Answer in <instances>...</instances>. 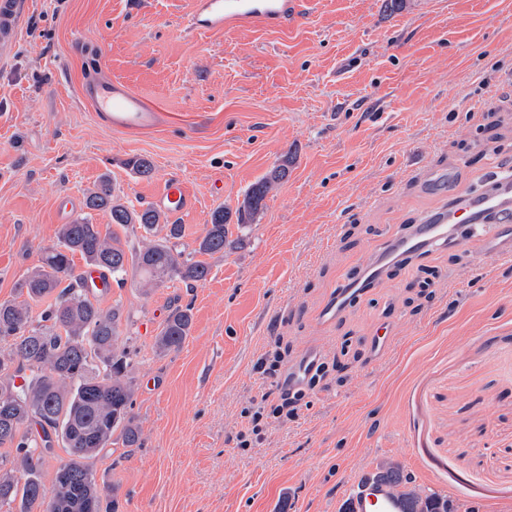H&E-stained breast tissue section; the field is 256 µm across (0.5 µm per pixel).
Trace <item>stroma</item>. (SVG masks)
<instances>
[{
    "mask_svg": "<svg viewBox=\"0 0 512 512\" xmlns=\"http://www.w3.org/2000/svg\"><path fill=\"white\" fill-rule=\"evenodd\" d=\"M300 2L287 27L204 34L186 27L193 0H27L0 57V301L56 243L59 200L100 177L139 210L183 177L198 202L177 244L189 252L216 207L235 210L292 152L258 224L230 225L205 280L101 299L119 310L142 445L102 449L97 480L118 487V512H341L392 459L460 512H512V262L469 235L319 317L385 237L484 192L489 165L512 177V0ZM92 72L171 120L135 137L103 127L78 93ZM133 156L151 177L126 169ZM186 305L189 336L159 353L161 323ZM310 344L327 370L296 417L239 447L244 410L279 404ZM276 354L274 373L258 369Z\"/></svg>",
    "mask_w": 512,
    "mask_h": 512,
    "instance_id": "1",
    "label": "stroma"
}]
</instances>
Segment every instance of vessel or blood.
Instances as JSON below:
<instances>
[{"instance_id":"vessel-or-blood-1","label":"vessel or blood","mask_w":512,"mask_h":512,"mask_svg":"<svg viewBox=\"0 0 512 512\" xmlns=\"http://www.w3.org/2000/svg\"><path fill=\"white\" fill-rule=\"evenodd\" d=\"M295 8V0H194L188 26L199 33L255 24L276 28L287 24ZM22 11V0H0V47L8 48L14 43ZM80 96L96 120L114 130L138 134L158 128L168 119L166 112L118 79L85 81ZM153 202L158 210L172 216H187L196 208L193 196L179 178L168 179ZM480 227L487 232L492 254L501 258L512 255V181L500 177L495 170L480 196L450 205L383 240L358 274L340 279L321 309L322 321H335L342 309L374 287L379 274L391 263L424 256L440 244L457 246ZM322 362L321 348L308 347L282 376L281 386L289 390L305 388ZM349 495L350 512H402L399 498L381 482L369 479L355 484Z\"/></svg>"}]
</instances>
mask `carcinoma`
<instances>
[{"label": "carcinoma", "mask_w": 512, "mask_h": 512, "mask_svg": "<svg viewBox=\"0 0 512 512\" xmlns=\"http://www.w3.org/2000/svg\"><path fill=\"white\" fill-rule=\"evenodd\" d=\"M291 157L246 191L237 207L238 226L256 223L269 191L288 177ZM125 165L140 177L153 173L151 160L133 157ZM90 211L109 214L124 230L144 232L130 250L115 231L82 217L58 230L57 242L42 251L40 263L18 283L17 297L0 301V446L15 448L10 460L0 459V508L14 502L20 512H116L118 488L96 482L88 460L121 440L136 448L141 430L130 414L134 384L132 365L119 344V313L103 309L89 296L74 257L106 270L122 288L127 282L146 291L172 280L192 284L204 280L210 266L198 256L224 254L231 214L215 208L197 247L189 253L175 248L181 224H162L152 208L131 209L115 198L109 178L103 177L85 196ZM52 298L34 324L31 303ZM191 309H172L160 325L156 347L161 353L179 349L189 336ZM24 377L21 385L18 376ZM36 420L43 435L28 437L23 422ZM62 442L69 459L55 473V493L45 499L39 472ZM403 499V512H448V497L409 486L399 463L388 461L375 472Z\"/></svg>", "instance_id": "carcinoma-1"}]
</instances>
